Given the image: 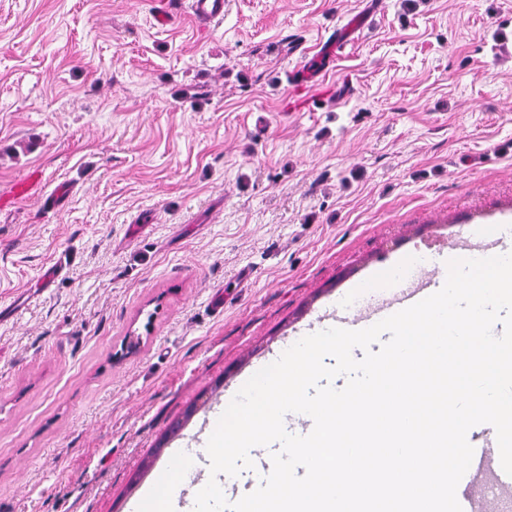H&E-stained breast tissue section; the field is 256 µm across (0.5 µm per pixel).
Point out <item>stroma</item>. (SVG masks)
Here are the masks:
<instances>
[{
	"label": "stroma",
	"mask_w": 512,
	"mask_h": 512,
	"mask_svg": "<svg viewBox=\"0 0 512 512\" xmlns=\"http://www.w3.org/2000/svg\"><path fill=\"white\" fill-rule=\"evenodd\" d=\"M186 5L0 0V512H124L375 260L512 220V0ZM192 17L210 22L224 17V0H189Z\"/></svg>",
	"instance_id": "stroma-1"
}]
</instances>
